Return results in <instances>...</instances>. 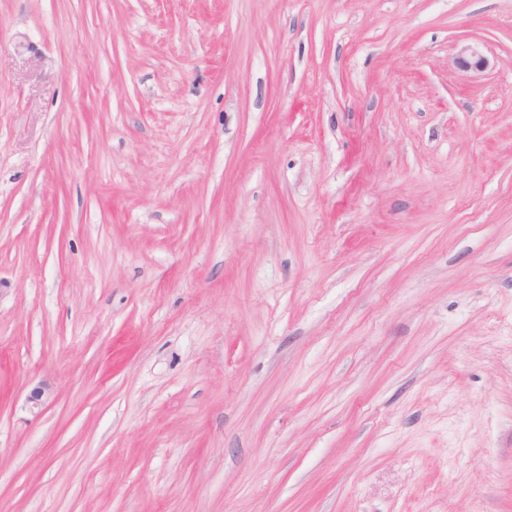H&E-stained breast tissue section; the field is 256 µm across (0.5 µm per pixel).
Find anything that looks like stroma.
I'll list each match as a JSON object with an SVG mask.
<instances>
[{
	"instance_id": "stroma-1",
	"label": "stroma",
	"mask_w": 512,
	"mask_h": 512,
	"mask_svg": "<svg viewBox=\"0 0 512 512\" xmlns=\"http://www.w3.org/2000/svg\"><path fill=\"white\" fill-rule=\"evenodd\" d=\"M0 512H512V0H0ZM453 63L455 68L465 75L469 73H483L490 68L489 58L474 42L458 44Z\"/></svg>"
}]
</instances>
